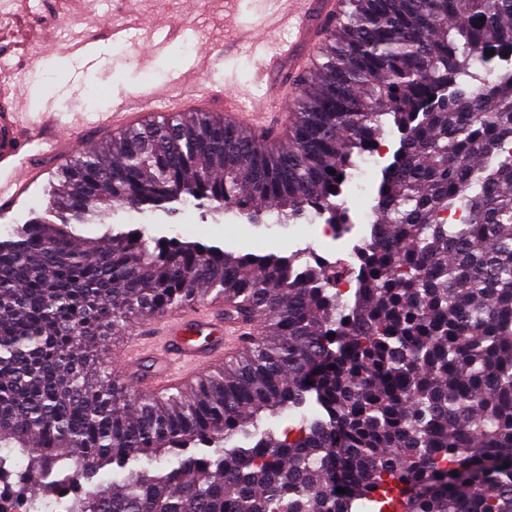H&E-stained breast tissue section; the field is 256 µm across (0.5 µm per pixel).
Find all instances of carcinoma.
<instances>
[{
    "label": "carcinoma",
    "instance_id": "1",
    "mask_svg": "<svg viewBox=\"0 0 512 512\" xmlns=\"http://www.w3.org/2000/svg\"><path fill=\"white\" fill-rule=\"evenodd\" d=\"M344 2L288 145L164 114L60 171L58 222L0 240V449L27 512H512V0ZM388 131L351 297L297 253L74 233L172 203L345 232L355 158ZM216 300L262 331L190 389L106 365L113 331ZM307 405L296 432L260 429Z\"/></svg>",
    "mask_w": 512,
    "mask_h": 512
}]
</instances>
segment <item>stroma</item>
<instances>
[{
	"mask_svg": "<svg viewBox=\"0 0 512 512\" xmlns=\"http://www.w3.org/2000/svg\"><path fill=\"white\" fill-rule=\"evenodd\" d=\"M270 0H0V77L13 78L16 102L25 112L49 110L69 122L76 112H107L114 100L153 94L157 111H165L174 96L210 98L211 111L223 115L224 101L241 99V111L262 101L266 111L291 115L301 62L314 58L325 27H317L300 45L298 57L274 74L260 72L254 48L235 32L254 8L268 9ZM151 22L182 27L181 37L160 52H135L131 45ZM124 27L128 41L116 44L112 30ZM321 217L299 224H279L274 218L252 224L228 211L193 206L175 214L141 213L118 208L95 224L76 227L85 239L105 237L111 227H146L158 238L181 234L190 240L236 251L290 255L304 259L324 256L336 247L351 249L366 233L355 225L341 243L320 234Z\"/></svg>",
	"mask_w": 512,
	"mask_h": 512,
	"instance_id": "35a3bbf8",
	"label": "stroma"
}]
</instances>
